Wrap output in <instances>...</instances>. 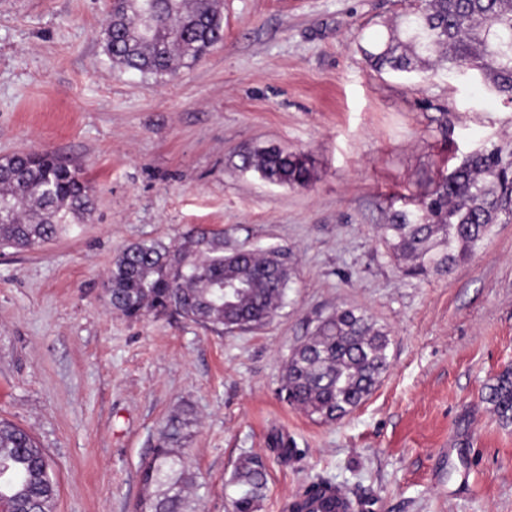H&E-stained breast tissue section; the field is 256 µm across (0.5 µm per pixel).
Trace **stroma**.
Masks as SVG:
<instances>
[{
  "instance_id": "obj_1",
  "label": "stroma",
  "mask_w": 512,
  "mask_h": 512,
  "mask_svg": "<svg viewBox=\"0 0 512 512\" xmlns=\"http://www.w3.org/2000/svg\"><path fill=\"white\" fill-rule=\"evenodd\" d=\"M404 0H223L224 41L161 78L113 67L110 0H0V156L53 153L94 188L89 223L0 251V419L44 448L53 512H133L141 465L173 421L197 512H232L240 460L267 474L259 512L325 479L359 512H512V424L481 393L512 366V222L449 272L405 274L381 227L474 150L512 145V102L476 78L376 70ZM304 154L309 187L240 154ZM223 232L225 251L288 257L282 307L217 334L167 313L131 320L104 282L130 245ZM370 314L389 368L350 415L279 400L318 317ZM296 448L282 460L272 440Z\"/></svg>"
}]
</instances>
